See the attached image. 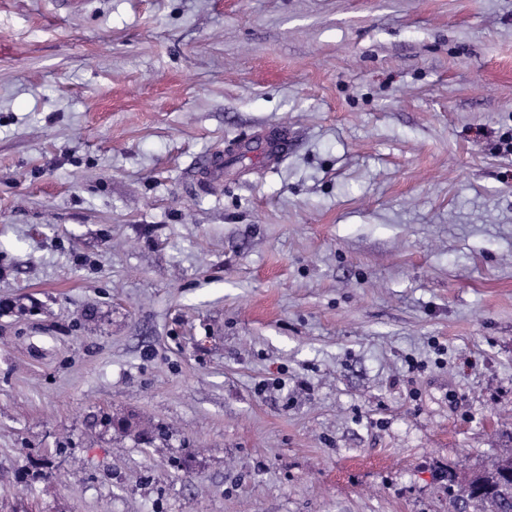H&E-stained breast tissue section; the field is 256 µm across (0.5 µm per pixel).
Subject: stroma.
Instances as JSON below:
<instances>
[{
	"mask_svg": "<svg viewBox=\"0 0 512 512\" xmlns=\"http://www.w3.org/2000/svg\"><path fill=\"white\" fill-rule=\"evenodd\" d=\"M506 448L512 0H0V512H448Z\"/></svg>",
	"mask_w": 512,
	"mask_h": 512,
	"instance_id": "35a3bbf8",
	"label": "stroma"
}]
</instances>
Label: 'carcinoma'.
<instances>
[{"instance_id": "obj_1", "label": "carcinoma", "mask_w": 512, "mask_h": 512, "mask_svg": "<svg viewBox=\"0 0 512 512\" xmlns=\"http://www.w3.org/2000/svg\"><path fill=\"white\" fill-rule=\"evenodd\" d=\"M467 493L472 512H512V453L505 452L482 469L450 476Z\"/></svg>"}]
</instances>
